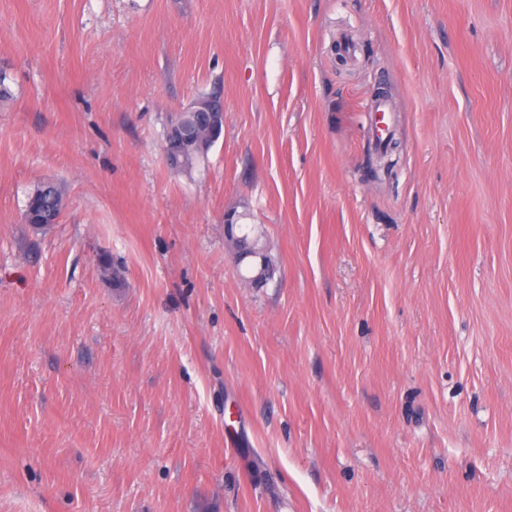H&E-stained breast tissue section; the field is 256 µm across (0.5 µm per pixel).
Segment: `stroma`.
<instances>
[{
  "instance_id": "1",
  "label": "stroma",
  "mask_w": 512,
  "mask_h": 512,
  "mask_svg": "<svg viewBox=\"0 0 512 512\" xmlns=\"http://www.w3.org/2000/svg\"><path fill=\"white\" fill-rule=\"evenodd\" d=\"M0 68V512H512V0H0ZM201 98H213L207 101H193L187 108L195 109V112H205L208 115L209 123L214 130L223 129L224 127V107L222 102L215 101L219 99L217 95H202ZM372 112V141L376 146L382 147L389 136L388 117L391 112L389 103L386 100H378L374 104ZM183 125L188 130V141L183 147V153L180 157L182 160V171H189L187 173H191L195 168L196 164L204 158L202 155L197 153L192 145V140L195 137H211L214 134H210L206 124L204 123L202 117L195 114H183L180 118ZM65 198V189L59 182H42L34 186L27 195L24 209L28 227L35 232L44 231L53 224L46 220L51 212L58 211L60 201Z\"/></svg>"
}]
</instances>
